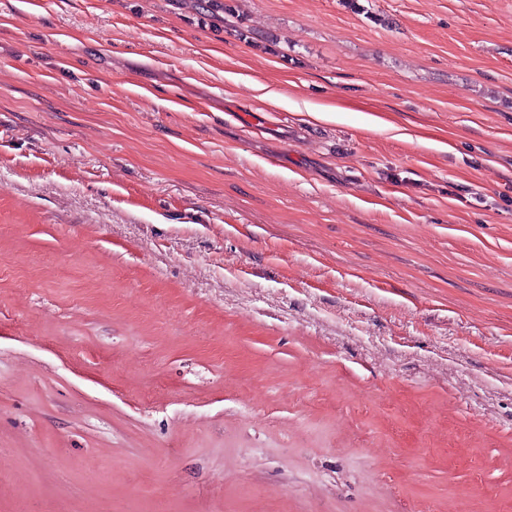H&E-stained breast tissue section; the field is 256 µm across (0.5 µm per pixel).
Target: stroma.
<instances>
[{"label":"stroma","instance_id":"1","mask_svg":"<svg viewBox=\"0 0 512 512\" xmlns=\"http://www.w3.org/2000/svg\"><path fill=\"white\" fill-rule=\"evenodd\" d=\"M0 512H512V0H0Z\"/></svg>","mask_w":512,"mask_h":512}]
</instances>
